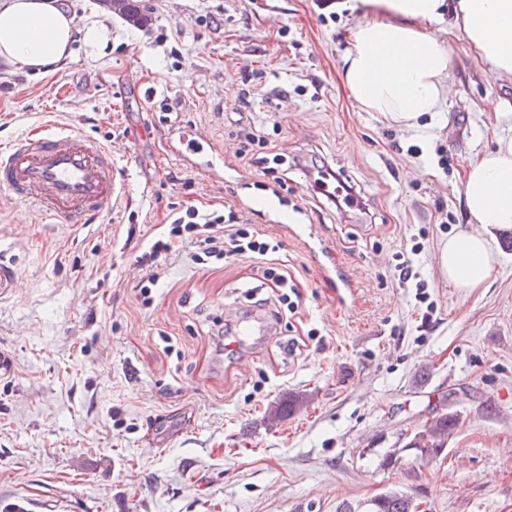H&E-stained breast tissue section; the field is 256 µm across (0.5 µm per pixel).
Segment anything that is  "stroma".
<instances>
[{
    "label": "stroma",
    "mask_w": 512,
    "mask_h": 512,
    "mask_svg": "<svg viewBox=\"0 0 512 512\" xmlns=\"http://www.w3.org/2000/svg\"><path fill=\"white\" fill-rule=\"evenodd\" d=\"M318 2L140 0L136 25L101 0H62L76 24L102 20L106 42L45 74L0 63V145L70 128L111 147L124 184L110 215L77 225L0 189V260L20 274L0 302L14 363L0 379V512H336L394 488L424 512H512V249L494 236L491 276L470 292L435 262L466 226L470 160L512 128V81L440 33L448 123L411 157L413 137L353 105L348 23ZM249 122L289 168L283 197L235 156L231 133ZM182 141L224 156L184 159ZM318 156L362 188L364 213L312 187L300 164ZM174 202L235 210L275 245L295 308L271 335L216 350L213 319L270 313L257 300L271 291L252 294L254 261L206 268L187 243L160 258L140 306L138 258ZM408 255L427 324L416 284L398 279ZM296 393L306 406L266 428ZM439 404L459 416L444 452L386 464Z\"/></svg>",
    "instance_id": "35a3bbf8"
}]
</instances>
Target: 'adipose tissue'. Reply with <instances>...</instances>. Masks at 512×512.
Returning <instances> with one entry per match:
<instances>
[{"instance_id": "ef3b65f1", "label": "adipose tissue", "mask_w": 512, "mask_h": 512, "mask_svg": "<svg viewBox=\"0 0 512 512\" xmlns=\"http://www.w3.org/2000/svg\"><path fill=\"white\" fill-rule=\"evenodd\" d=\"M329 11L357 12L342 61L351 97L365 112L413 135L444 120L452 59L434 32H461L492 74L512 79V0H329ZM101 29L77 27L56 0H0V60L55 70L76 41L96 44ZM462 194L470 227L448 238L437 264L449 283L482 287L491 276L485 229H512V135L468 165Z\"/></svg>"}]
</instances>
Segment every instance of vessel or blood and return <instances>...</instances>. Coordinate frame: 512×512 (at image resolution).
I'll return each instance as SVG.
<instances>
[{
	"instance_id": "vessel-or-blood-1",
	"label": "vessel or blood",
	"mask_w": 512,
	"mask_h": 512,
	"mask_svg": "<svg viewBox=\"0 0 512 512\" xmlns=\"http://www.w3.org/2000/svg\"><path fill=\"white\" fill-rule=\"evenodd\" d=\"M0 186L51 220L84 224L112 211V150L70 129L42 130L0 148Z\"/></svg>"
}]
</instances>
